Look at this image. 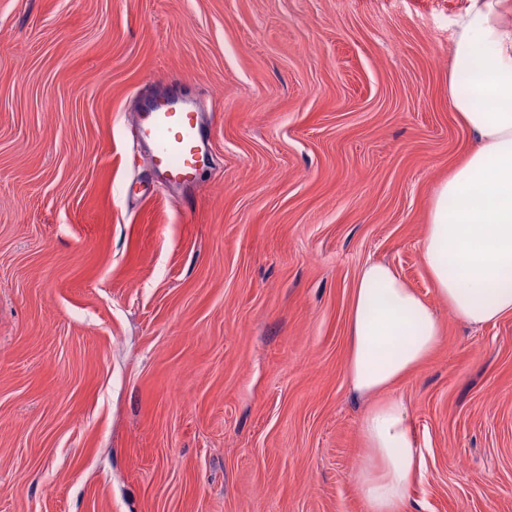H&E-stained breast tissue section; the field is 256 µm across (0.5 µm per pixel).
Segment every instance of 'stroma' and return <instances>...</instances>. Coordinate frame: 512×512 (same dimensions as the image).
I'll list each match as a JSON object with an SVG mask.
<instances>
[{
  "label": "stroma",
  "instance_id": "stroma-1",
  "mask_svg": "<svg viewBox=\"0 0 512 512\" xmlns=\"http://www.w3.org/2000/svg\"><path fill=\"white\" fill-rule=\"evenodd\" d=\"M467 0H0V512H364L346 374L360 268L443 325L394 390L410 512H512V315L436 295L420 241L472 148ZM213 115L190 205L132 113Z\"/></svg>",
  "mask_w": 512,
  "mask_h": 512
}]
</instances>
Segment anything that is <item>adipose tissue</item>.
Wrapping results in <instances>:
<instances>
[{
	"label": "adipose tissue",
	"mask_w": 512,
	"mask_h": 512,
	"mask_svg": "<svg viewBox=\"0 0 512 512\" xmlns=\"http://www.w3.org/2000/svg\"><path fill=\"white\" fill-rule=\"evenodd\" d=\"M448 107L474 147L430 202L421 241L438 297L463 321L512 314V0H469L453 22ZM432 306L390 265L365 263L352 292L346 371L373 397L352 481L365 512H406L420 474L409 410L392 390L442 342Z\"/></svg>",
	"instance_id": "adipose-tissue-1"
}]
</instances>
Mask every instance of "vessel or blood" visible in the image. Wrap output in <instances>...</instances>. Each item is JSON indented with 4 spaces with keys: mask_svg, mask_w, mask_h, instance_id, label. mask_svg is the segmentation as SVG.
I'll return each mask as SVG.
<instances>
[{
    "mask_svg": "<svg viewBox=\"0 0 512 512\" xmlns=\"http://www.w3.org/2000/svg\"><path fill=\"white\" fill-rule=\"evenodd\" d=\"M132 122L150 152L158 181L191 196L196 175L208 163L209 113L181 91L140 97Z\"/></svg>",
    "mask_w": 512,
    "mask_h": 512,
    "instance_id": "b4317fda",
    "label": "vessel or blood"
}]
</instances>
